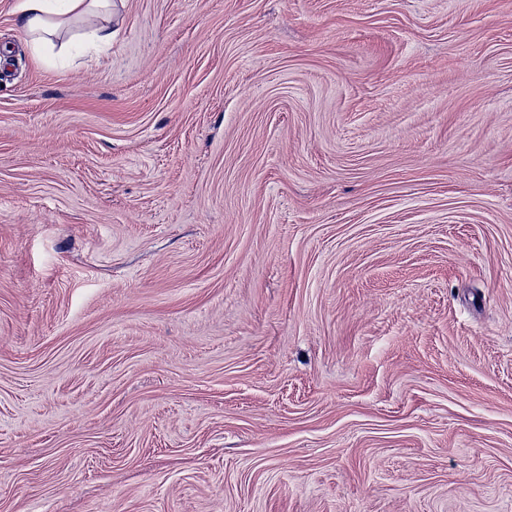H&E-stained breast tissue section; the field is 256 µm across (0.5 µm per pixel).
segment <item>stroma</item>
<instances>
[{
    "mask_svg": "<svg viewBox=\"0 0 512 512\" xmlns=\"http://www.w3.org/2000/svg\"><path fill=\"white\" fill-rule=\"evenodd\" d=\"M0 0V512H512V0ZM15 14L34 57L52 60L69 51L71 40L57 48L68 24L92 14L112 17V0H20Z\"/></svg>",
    "mask_w": 512,
    "mask_h": 512,
    "instance_id": "stroma-1",
    "label": "stroma"
}]
</instances>
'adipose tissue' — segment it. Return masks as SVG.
<instances>
[{"instance_id": "adipose-tissue-1", "label": "adipose tissue", "mask_w": 512, "mask_h": 512, "mask_svg": "<svg viewBox=\"0 0 512 512\" xmlns=\"http://www.w3.org/2000/svg\"><path fill=\"white\" fill-rule=\"evenodd\" d=\"M15 14L17 26L38 59L51 60L68 52L69 42L62 36L68 24L92 14H101L105 23L82 36L91 48L112 44V26L107 18L112 14V0H19Z\"/></svg>"}]
</instances>
